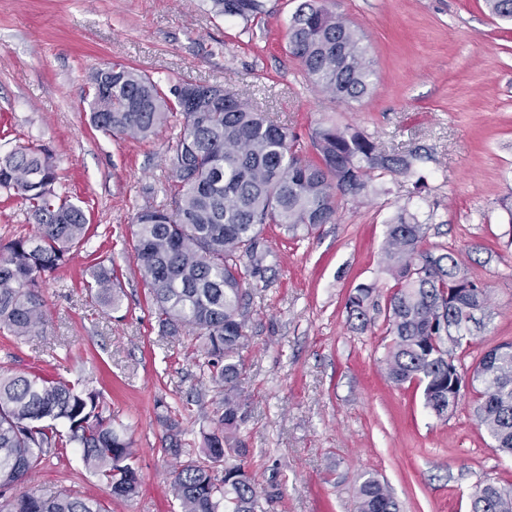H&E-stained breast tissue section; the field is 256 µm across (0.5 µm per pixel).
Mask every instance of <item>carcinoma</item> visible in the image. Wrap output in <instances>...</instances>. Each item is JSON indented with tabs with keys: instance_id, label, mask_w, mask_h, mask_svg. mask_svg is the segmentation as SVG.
I'll list each match as a JSON object with an SVG mask.
<instances>
[{
	"instance_id": "1",
	"label": "carcinoma",
	"mask_w": 512,
	"mask_h": 512,
	"mask_svg": "<svg viewBox=\"0 0 512 512\" xmlns=\"http://www.w3.org/2000/svg\"><path fill=\"white\" fill-rule=\"evenodd\" d=\"M492 15L512 21V0H485ZM220 16L249 22L261 0H211ZM288 51L308 80L331 98L353 102L371 89L374 70L359 31L322 4L304 0L288 23ZM185 84L163 86L122 64L98 69L86 100L93 125L117 138L148 139L179 118L169 163L170 206L146 203L135 214L134 261L148 288L155 318L167 334L189 327L203 339L200 371L224 391L221 413L204 438L205 459L180 465L171 486L180 512H262L259 490L243 458L245 422L238 390L250 295L247 285L271 270L263 231L279 224L293 238L332 224L343 201L377 190L387 176L425 180L415 151L387 152L364 131L318 125L314 155L288 127L222 85L203 84L184 99ZM54 156L23 145L0 156V189L19 199L37 225L35 235L0 245V331L18 340L44 323L46 278L88 238L83 209L54 189ZM428 225L407 209L387 224L381 264L393 285L385 307L386 373L397 385L414 384L439 420L456 411L460 392L475 389L477 425L512 454V342L477 359L472 375L459 369L457 351L470 345V324L487 309L488 289L453 252L423 248ZM88 290L118 311L123 291L112 270L97 264ZM376 288L359 284L345 309L355 327L375 324ZM164 450L183 452L179 421L165 419ZM74 446L86 469L103 477L117 497L138 491L133 441L114 426L102 394L86 386L33 373H0V512H106L96 499L56 493L3 492L36 473L50 457ZM224 463V474L214 465ZM471 512H512V487L480 483L469 494ZM358 512H400L377 479L357 487Z\"/></svg>"
}]
</instances>
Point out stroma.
Returning <instances> with one entry per match:
<instances>
[{
    "mask_svg": "<svg viewBox=\"0 0 512 512\" xmlns=\"http://www.w3.org/2000/svg\"><path fill=\"white\" fill-rule=\"evenodd\" d=\"M301 2L262 0L261 17L247 23L213 17L208 0H0V153L48 149L57 192L96 229L47 277L40 332L24 341L0 333V369L40 368L101 391L134 442L141 479L134 497L113 498L70 448L14 494L67 492L109 512H177V461L164 452L162 418L176 411L195 458L220 407L196 365L193 333L160 332L133 258L134 214L169 201L172 132L119 140L92 127L86 95L106 63L164 83L232 87L305 148L313 127L338 124L364 130L382 149L422 156V189L389 176L308 238L265 230L272 269L248 287L241 427L265 512H357L356 487L370 476L400 512H470L475 485L512 484V456L478 428L471 388L452 417L436 419L414 387L387 380L384 317L361 332L344 309L358 284L375 285L386 305L392 281L381 248L404 208L428 224L427 249L454 251L489 290L491 320L463 351L464 366L512 341V23L484 0H328L363 33L375 71L368 95L341 103L288 52V22ZM35 232L21 201L0 192V244ZM98 259L120 280L119 312L83 286Z\"/></svg>",
    "mask_w": 512,
    "mask_h": 512,
    "instance_id": "1",
    "label": "stroma"
}]
</instances>
